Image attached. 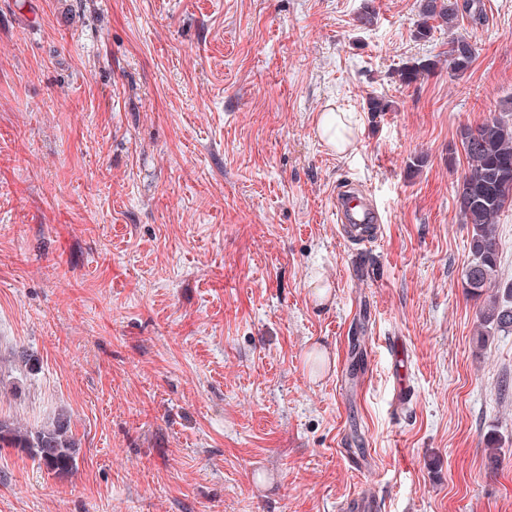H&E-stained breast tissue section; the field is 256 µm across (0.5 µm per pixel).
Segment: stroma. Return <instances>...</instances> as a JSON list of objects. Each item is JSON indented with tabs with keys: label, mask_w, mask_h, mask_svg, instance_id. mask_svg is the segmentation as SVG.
Wrapping results in <instances>:
<instances>
[{
	"label": "stroma",
	"mask_w": 512,
	"mask_h": 512,
	"mask_svg": "<svg viewBox=\"0 0 512 512\" xmlns=\"http://www.w3.org/2000/svg\"><path fill=\"white\" fill-rule=\"evenodd\" d=\"M419 3L0 0V418L79 447L0 448V512H512V334L479 335L456 203L461 129L512 114V0L461 18V76ZM349 181L382 220L356 249ZM439 64V60H419L407 63L399 71V79L401 82L409 84L416 81L419 77L434 72ZM352 112H321L318 116L315 132L328 147L337 152L346 151L354 142L358 120ZM336 223L353 245H363L378 237V211L354 184L337 185L334 200ZM0 447L29 452L48 472L66 475L77 469V444L69 434L67 417L58 415L34 431H22L0 420Z\"/></svg>",
	"instance_id": "1"
}]
</instances>
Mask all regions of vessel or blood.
Returning a JSON list of instances; mask_svg holds the SVG:
<instances>
[{"instance_id": "vessel-or-blood-1", "label": "vessel or blood", "mask_w": 512, "mask_h": 512, "mask_svg": "<svg viewBox=\"0 0 512 512\" xmlns=\"http://www.w3.org/2000/svg\"><path fill=\"white\" fill-rule=\"evenodd\" d=\"M334 209L336 222L351 244L360 246L377 237L378 212L355 185L337 186Z\"/></svg>"}]
</instances>
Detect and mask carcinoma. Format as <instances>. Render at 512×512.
Returning <instances> with one entry per match:
<instances>
[{
    "mask_svg": "<svg viewBox=\"0 0 512 512\" xmlns=\"http://www.w3.org/2000/svg\"><path fill=\"white\" fill-rule=\"evenodd\" d=\"M468 15L479 21V0H420L415 38L427 40L437 27L448 29V70L464 74L474 61L476 48L469 37L457 32L459 18ZM437 60L408 63L399 71L401 82L409 84L434 72ZM461 143L469 159L459 188L457 205L463 222L471 225L470 261L464 273L467 291L474 296L491 292L480 309L486 335L512 334V284L498 282L497 219L512 204V124L490 118L461 130ZM0 447L29 452L47 471L66 475L77 469V444L69 434L67 417L32 430H21L0 420Z\"/></svg>",
    "mask_w": 512,
    "mask_h": 512,
    "instance_id": "obj_1",
    "label": "carcinoma"
}]
</instances>
